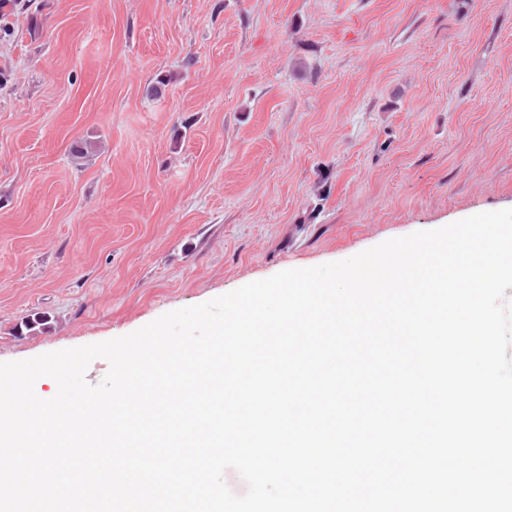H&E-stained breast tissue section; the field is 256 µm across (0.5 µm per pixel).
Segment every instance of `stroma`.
Here are the masks:
<instances>
[{
	"mask_svg": "<svg viewBox=\"0 0 512 512\" xmlns=\"http://www.w3.org/2000/svg\"><path fill=\"white\" fill-rule=\"evenodd\" d=\"M8 28L0 362L512 208V0H16Z\"/></svg>",
	"mask_w": 512,
	"mask_h": 512,
	"instance_id": "1",
	"label": "stroma"
}]
</instances>
